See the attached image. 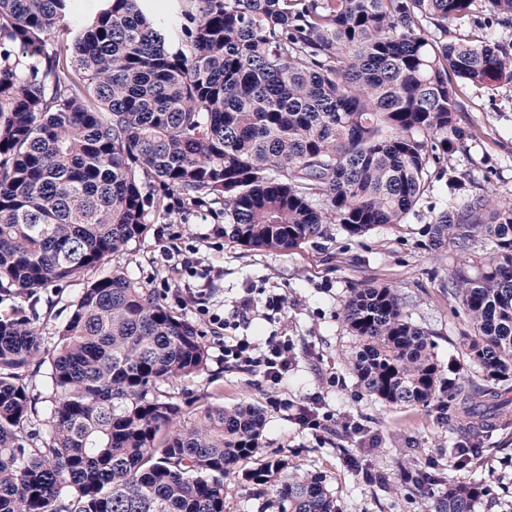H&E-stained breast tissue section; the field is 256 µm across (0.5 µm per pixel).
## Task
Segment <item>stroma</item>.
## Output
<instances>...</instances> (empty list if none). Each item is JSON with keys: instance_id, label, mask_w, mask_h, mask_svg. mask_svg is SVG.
I'll list each match as a JSON object with an SVG mask.
<instances>
[{"instance_id": "1", "label": "stroma", "mask_w": 512, "mask_h": 512, "mask_svg": "<svg viewBox=\"0 0 512 512\" xmlns=\"http://www.w3.org/2000/svg\"><path fill=\"white\" fill-rule=\"evenodd\" d=\"M490 18L487 0H476L468 17L449 24L448 35L486 33L512 51V23L494 24ZM460 100L458 120L476 136L449 153L445 178L434 180L432 192L404 223L362 237L334 226L326 237L282 253L211 237L212 225L224 221L222 205L179 206L171 222L151 220L140 241L111 259V266L156 289L165 305L184 313L203 333L207 368L178 382L175 424L193 421L215 403L231 406L246 400L261 406L266 414L262 456L286 460L289 469L301 473L326 475L337 512H434L432 484L403 483L404 467L426 471L444 483L460 473L455 448L478 446L483 455L472 477L490 485L494 495L480 500L476 512H507L512 506V414L474 428L465 420L449 424L436 400L425 406H393L368 396L347 363L353 340L341 316L352 289L368 284L394 288L412 321L431 332L441 368L459 380L477 379L459 346L460 336L469 330L467 317L448 299V276L458 251L451 242L431 246L426 228L444 209H459L489 195L494 202L479 211L482 223H497L500 212L512 209V80L490 90L462 86ZM190 248L215 272L211 302L223 310L227 328L197 314L193 295L201 280L182 276L163 259L165 253ZM84 286L78 279L46 288L35 299L2 291L0 315L23 310L45 342H52ZM246 295L260 303L279 295L284 307L268 318L236 321L234 310ZM272 334L291 336L298 360L297 369L279 386H269L244 363L225 360V343ZM316 392L327 409L363 425L372 445L361 444L341 426L315 438L272 405L278 398L302 402Z\"/></svg>"}]
</instances>
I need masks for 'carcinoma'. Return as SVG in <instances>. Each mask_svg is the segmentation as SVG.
Listing matches in <instances>:
<instances>
[{"mask_svg": "<svg viewBox=\"0 0 512 512\" xmlns=\"http://www.w3.org/2000/svg\"><path fill=\"white\" fill-rule=\"evenodd\" d=\"M0 0V292L35 296L140 240L175 195L223 205L224 236L288 252L328 234L400 224L473 132L452 77L512 80L492 38L448 40L475 0ZM512 21V0H488ZM75 23L62 49L53 34ZM444 211L431 245L490 260L448 277L471 331L460 348L484 384L447 382L430 333L387 286L354 288L342 318L356 384L391 405L439 395L454 416L504 410L512 377V211ZM202 332L120 270L87 283L53 346L19 314L0 319V512H224L246 478L273 512H336L318 473L260 458L262 410L208 406L174 429L169 389L206 368ZM48 364L46 432L32 426L28 368ZM489 485L448 481L437 512H474Z\"/></svg>", "mask_w": 512, "mask_h": 512, "instance_id": "1", "label": "carcinoma"}]
</instances>
